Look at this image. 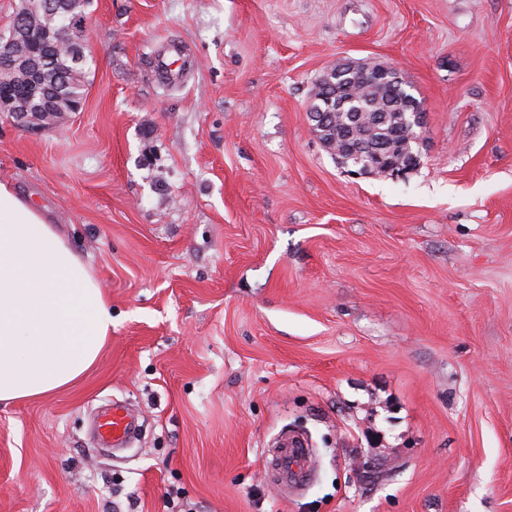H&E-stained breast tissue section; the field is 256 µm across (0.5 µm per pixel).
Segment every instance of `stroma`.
<instances>
[{"instance_id": "1", "label": "stroma", "mask_w": 512, "mask_h": 512, "mask_svg": "<svg viewBox=\"0 0 512 512\" xmlns=\"http://www.w3.org/2000/svg\"><path fill=\"white\" fill-rule=\"evenodd\" d=\"M80 111L0 171L112 305L69 387L0 404V512H512V0H90ZM177 51L181 78L157 76ZM396 67L403 179L348 175L319 77ZM143 425L102 452L91 420ZM315 478L284 495L281 432ZM336 69V73L339 77L349 76L350 74L356 72L365 81H371L374 77H377L383 73L386 74L387 72L396 68L388 64L369 65L367 63L348 61L340 63L336 66Z\"/></svg>"}]
</instances>
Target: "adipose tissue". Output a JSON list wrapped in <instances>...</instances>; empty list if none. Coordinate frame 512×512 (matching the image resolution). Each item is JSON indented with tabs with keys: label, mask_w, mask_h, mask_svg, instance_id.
I'll list each match as a JSON object with an SVG mask.
<instances>
[{
	"label": "adipose tissue",
	"mask_w": 512,
	"mask_h": 512,
	"mask_svg": "<svg viewBox=\"0 0 512 512\" xmlns=\"http://www.w3.org/2000/svg\"><path fill=\"white\" fill-rule=\"evenodd\" d=\"M111 334L112 307L90 266L0 176V403L69 385Z\"/></svg>",
	"instance_id": "1"
}]
</instances>
